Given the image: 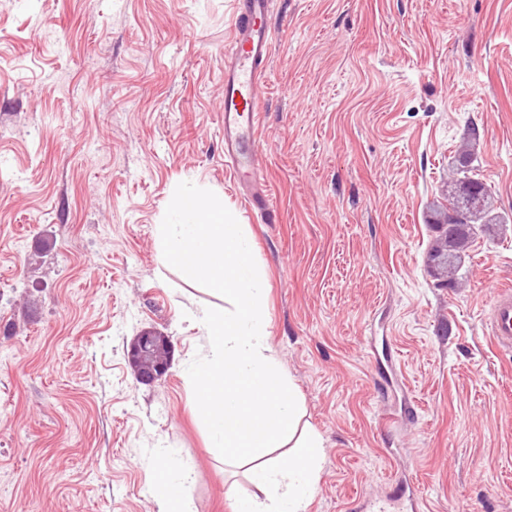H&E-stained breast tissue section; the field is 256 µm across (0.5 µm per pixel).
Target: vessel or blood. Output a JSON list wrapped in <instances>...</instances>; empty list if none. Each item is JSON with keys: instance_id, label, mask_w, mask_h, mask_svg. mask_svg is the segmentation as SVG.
<instances>
[{"instance_id": "vessel-or-blood-1", "label": "vessel or blood", "mask_w": 512, "mask_h": 512, "mask_svg": "<svg viewBox=\"0 0 512 512\" xmlns=\"http://www.w3.org/2000/svg\"><path fill=\"white\" fill-rule=\"evenodd\" d=\"M272 0H237L232 39L224 50V162L231 167L251 210L275 223L277 210L256 165L259 104L256 89L267 68L274 41L270 25ZM490 335L502 348L512 349V289H496L488 313ZM408 486L397 483L377 512H388L408 500L412 512H425L423 499L408 497Z\"/></svg>"}]
</instances>
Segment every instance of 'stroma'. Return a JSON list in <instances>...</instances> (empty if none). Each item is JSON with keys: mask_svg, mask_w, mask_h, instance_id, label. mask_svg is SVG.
Instances as JSON below:
<instances>
[{"mask_svg": "<svg viewBox=\"0 0 512 512\" xmlns=\"http://www.w3.org/2000/svg\"><path fill=\"white\" fill-rule=\"evenodd\" d=\"M236 0H0V512H159V458L192 512L255 496L208 446L187 367L205 287L161 266L179 183L245 224L267 275L269 344L323 440L307 512H358L413 478L428 512H512V222L434 276L431 221L470 151L512 214V0H273L262 173L277 223L224 164ZM169 336L138 382L125 348ZM413 411L386 426L402 400ZM488 322L493 342L512 349V289L497 288L493 295ZM171 353L169 336L151 330L135 336L126 349L128 363L143 383H153L167 375ZM192 480V471L172 459L156 463L151 494L161 504L162 512H189L185 491Z\"/></svg>", "mask_w": 512, "mask_h": 512, "instance_id": "stroma-1", "label": "stroma"}]
</instances>
